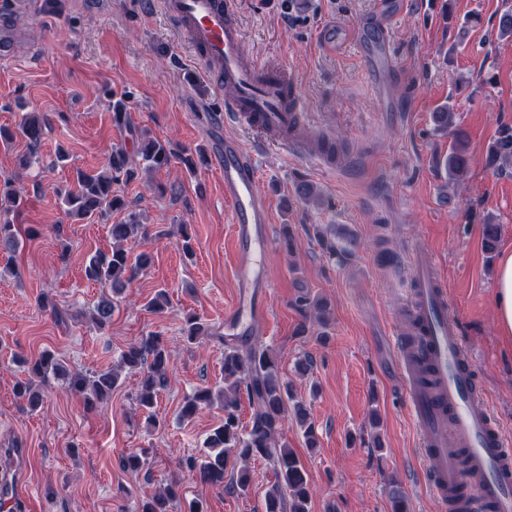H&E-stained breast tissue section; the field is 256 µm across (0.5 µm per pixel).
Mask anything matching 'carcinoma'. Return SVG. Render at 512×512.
<instances>
[{
	"label": "carcinoma",
	"instance_id": "cac0c4a2",
	"mask_svg": "<svg viewBox=\"0 0 512 512\" xmlns=\"http://www.w3.org/2000/svg\"><path fill=\"white\" fill-rule=\"evenodd\" d=\"M436 129L452 136L448 156L444 160L448 183L452 184L470 164L468 138L457 122L454 105L448 103L434 113ZM49 125L47 115L29 112L22 116L14 130L0 128V141L12 142L19 137L26 141L30 154L22 163L30 165L37 161L36 152ZM138 156L154 169L170 162L169 152L159 142L149 141L138 149ZM490 162L504 168L512 163V127H504L490 148ZM129 157L125 151L115 149L99 168L76 171V189L62 197V205L70 215L83 221L102 219L112 210L123 206V200L112 193V184L124 174L131 175ZM144 228L136 216H130L125 224H112L109 233L112 249L107 253L96 252L84 264L87 281L101 288L100 296L90 311L91 322L100 330L112 322L118 296L140 273L150 265V257L141 254L133 258L123 247L131 234ZM35 229L26 234L10 222H0V250L14 254L23 237H32ZM207 332L206 326L194 315L184 318L182 334L191 343ZM25 366L26 377L15 385L16 396L35 410L44 403V389L55 381H62L66 388L84 396L86 408L109 400L112 391L120 385V371L126 369L141 374L136 395L138 405L148 413V423L156 426L154 408L159 391L168 383L170 351L162 337L148 334L123 351L119 365L90 374L72 373L65 369L52 352H44L36 359H19ZM246 393L252 410L250 428H240L238 398ZM220 404L224 407V421L213 429L205 441L207 451L199 456L188 455L180 466L189 477L204 485L222 486L230 478L231 485L240 493L250 489V475L241 468L237 474H229L230 460L247 461L261 456L272 463L275 480L264 498V512H309L310 478L296 452L283 440L281 427L288 414H293L310 445H315L314 427L308 422L304 403L296 400L291 385L279 371L276 358L256 346L224 349V387L213 391L209 387L194 390L184 399L180 417L190 419L199 412ZM180 484L174 480L142 499L134 512H175L180 502Z\"/></svg>",
	"mask_w": 512,
	"mask_h": 512
}]
</instances>
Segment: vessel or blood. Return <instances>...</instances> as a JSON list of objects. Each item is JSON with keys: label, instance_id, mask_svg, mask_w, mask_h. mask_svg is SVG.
Masks as SVG:
<instances>
[{"label": "vessel or blood", "instance_id": "obj_1", "mask_svg": "<svg viewBox=\"0 0 512 512\" xmlns=\"http://www.w3.org/2000/svg\"><path fill=\"white\" fill-rule=\"evenodd\" d=\"M159 5L175 22L200 72L219 78L224 111L216 115V122L273 135L284 150L302 153L297 133L306 125L304 106L281 69L239 52L241 28L231 0H159ZM29 7V0H9L0 11L1 60L14 56L24 36L15 18ZM354 39L353 32L334 23L321 31V43L332 53ZM365 58L380 89L392 88L396 66L387 38H380ZM207 158L224 172V198L233 206L240 300L248 304L250 324L257 327L267 314L268 290L257 268L269 243V200L257 187L255 153L242 141L210 143ZM412 266L414 289L408 310L426 328L438 390L429 391L417 381L405 347H397L396 356L421 431L422 455L434 464L427 486L443 512H512V441L492 412L478 403L482 393L474 377V360L448 319L447 291L432 263L419 256ZM452 437L457 447H449Z\"/></svg>", "mask_w": 512, "mask_h": 512}]
</instances>
